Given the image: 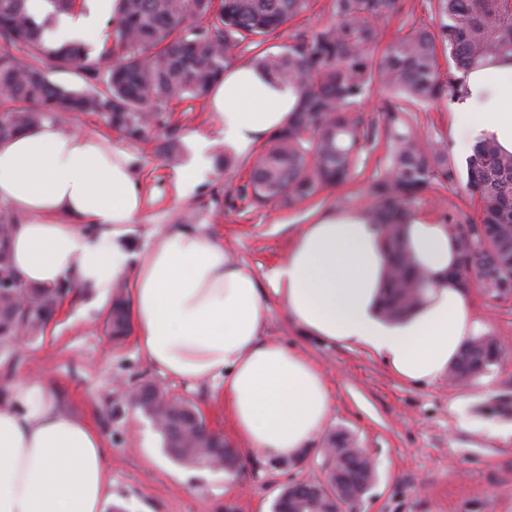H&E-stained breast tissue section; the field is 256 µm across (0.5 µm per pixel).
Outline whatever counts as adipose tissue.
Returning <instances> with one entry per match:
<instances>
[{
    "mask_svg": "<svg viewBox=\"0 0 512 512\" xmlns=\"http://www.w3.org/2000/svg\"><path fill=\"white\" fill-rule=\"evenodd\" d=\"M114 14L115 0H86L47 39L102 43ZM462 84L460 145L487 133L512 152V59H490ZM297 100L288 84L238 65L211 89L208 106L225 142L246 152L287 123ZM0 202L22 218L10 255L25 283H67L101 300L131 282L147 360L173 378L223 380L224 410L248 454L304 455L331 410L322 373L301 352L265 341L258 283L214 237L173 224L137 244L141 196L126 152L42 122L0 141ZM405 243L427 284L421 304L395 322L379 314L387 252L364 209L328 210L304 225L269 280L303 335L370 349L402 381L422 385L447 371L481 324L449 275L459 251L447 226L417 215ZM111 500L99 432L60 409L44 385L13 382L0 405V512H104Z\"/></svg>",
    "mask_w": 512,
    "mask_h": 512,
    "instance_id": "ef3b65f1",
    "label": "adipose tissue"
}]
</instances>
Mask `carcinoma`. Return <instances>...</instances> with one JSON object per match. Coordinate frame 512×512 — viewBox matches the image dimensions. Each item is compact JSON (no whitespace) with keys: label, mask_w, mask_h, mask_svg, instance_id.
Masks as SVG:
<instances>
[{"label":"carcinoma","mask_w":512,"mask_h":512,"mask_svg":"<svg viewBox=\"0 0 512 512\" xmlns=\"http://www.w3.org/2000/svg\"><path fill=\"white\" fill-rule=\"evenodd\" d=\"M28 0H0V139L40 124L50 114L95 112L129 142L171 129L166 107L200 99L235 65L236 50L254 51L251 64L295 87L298 105L253 163L249 187L259 202L290 206L313 199L326 186L346 181L367 146L383 144L385 166L369 183L367 213L382 233L388 283L381 313L397 321L421 300L425 274L408 253L403 226L424 193L460 182L478 218L462 223L448 211L442 223L459 245V264L477 272L476 287L493 298H512V153L485 136L460 169L445 139L420 134L414 112L442 98H459V73L495 55L512 57V0H428L437 17L433 29L412 27L380 46L378 22L396 0H332V19L299 29L288 49L271 55L268 38L306 15L313 0H117L113 42L90 59L82 44L49 45L45 30L72 15L85 0H48L52 12L37 21ZM22 53L17 57L10 52ZM447 61L441 71L439 56ZM50 70L81 71L82 89L53 83ZM384 95L381 119L365 120L363 103L373 90ZM10 232H0V274L14 286L0 291V345L23 333L43 331L72 286L27 285L9 262ZM129 304L117 292L106 329L127 333ZM501 359L490 334L465 341L448 377L465 383ZM190 428L175 421L161 432L170 457L185 466L206 457L185 446ZM336 490L346 504L363 497L375 474L356 442L335 434Z\"/></svg>","instance_id":"carcinoma-1"}]
</instances>
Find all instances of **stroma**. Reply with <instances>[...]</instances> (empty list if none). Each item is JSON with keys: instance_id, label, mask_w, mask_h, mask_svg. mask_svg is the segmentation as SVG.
Wrapping results in <instances>:
<instances>
[{"instance_id": "stroma-1", "label": "stroma", "mask_w": 512, "mask_h": 512, "mask_svg": "<svg viewBox=\"0 0 512 512\" xmlns=\"http://www.w3.org/2000/svg\"><path fill=\"white\" fill-rule=\"evenodd\" d=\"M437 19L424 0H397L392 17L380 22L382 43L410 27H434ZM179 127L174 151L164 138L131 143L109 129L94 112L55 117L66 131L96 137L132 158L143 210L135 238L172 224L200 230L256 277L268 305L265 338L293 347L322 372L332 402L327 423L298 460H265L240 454L234 473L175 463L160 433L142 412L129 406L113 381L130 385L159 381L203 414L207 426L237 442L224 414L223 384L186 382L164 376L140 351L135 332L114 337L103 320L109 304L95 303L83 289L66 298L42 334L22 346L0 348V394L15 378L45 383L56 403L88 421L102 436L112 472V502L124 512H272L286 485L324 479L323 452L329 436L344 432L372 458L376 480L345 512H512V301L495 303L470 289L473 308L485 333L495 336L503 356L499 365L466 386L447 378L413 386L399 379L384 360L359 346L302 335L268 280L288 254L293 237L320 211L366 205L365 189L383 165L382 150L365 156L346 183L322 190L291 207L260 204L242 191L255 151L237 152L224 141L221 123L206 99L172 102ZM420 131L445 138L457 164L467 153L453 135V107L442 100L418 114ZM205 137L210 168L189 197L178 178L194 157V137Z\"/></svg>"}]
</instances>
